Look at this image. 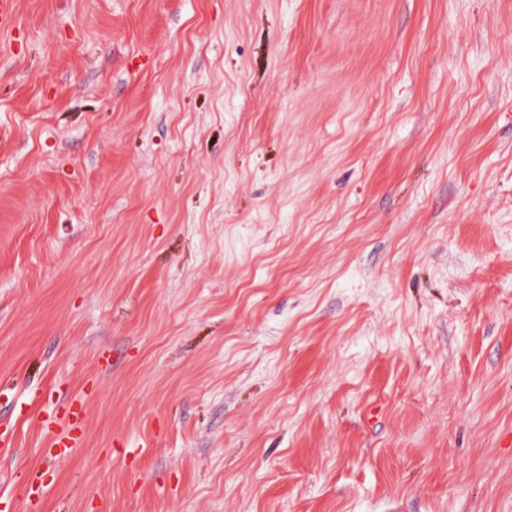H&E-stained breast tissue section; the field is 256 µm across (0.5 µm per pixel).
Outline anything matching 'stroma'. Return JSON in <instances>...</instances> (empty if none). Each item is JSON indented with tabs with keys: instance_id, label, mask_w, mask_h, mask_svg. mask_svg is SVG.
I'll list each match as a JSON object with an SVG mask.
<instances>
[{
	"instance_id": "stroma-1",
	"label": "stroma",
	"mask_w": 512,
	"mask_h": 512,
	"mask_svg": "<svg viewBox=\"0 0 512 512\" xmlns=\"http://www.w3.org/2000/svg\"><path fill=\"white\" fill-rule=\"evenodd\" d=\"M14 5L0 512H512V0ZM56 435L52 437L50 447L57 448L55 456H62L67 448L76 446L83 434V414L80 407L66 402L61 405L53 418Z\"/></svg>"
}]
</instances>
